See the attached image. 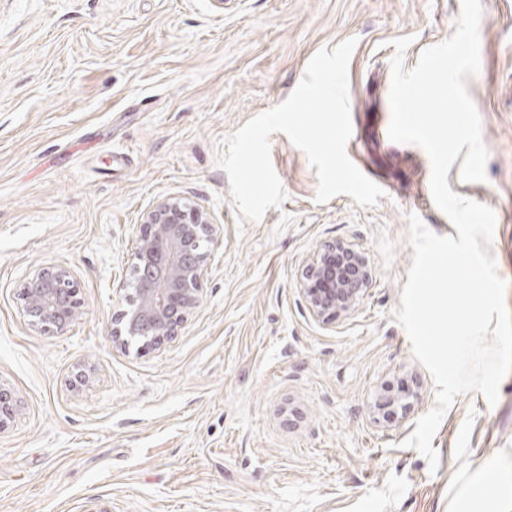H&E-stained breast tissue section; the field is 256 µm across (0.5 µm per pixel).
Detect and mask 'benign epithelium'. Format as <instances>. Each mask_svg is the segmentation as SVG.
<instances>
[{
	"label": "benign epithelium",
	"mask_w": 512,
	"mask_h": 512,
	"mask_svg": "<svg viewBox=\"0 0 512 512\" xmlns=\"http://www.w3.org/2000/svg\"><path fill=\"white\" fill-rule=\"evenodd\" d=\"M218 230L207 213L182 197L164 198L142 215L131 253V265L141 276L127 283L135 295L115 317V345L126 348L137 341L159 348L177 336L200 305ZM371 282L372 270L361 251L328 242L303 265L299 291L312 317L327 326L355 312ZM21 299L26 316L44 330L61 331L82 315L77 283L68 267L35 270L22 284ZM415 398L410 390L380 394L370 412L377 421H396ZM15 413L11 395L0 388V429Z\"/></svg>",
	"instance_id": "obj_1"
}]
</instances>
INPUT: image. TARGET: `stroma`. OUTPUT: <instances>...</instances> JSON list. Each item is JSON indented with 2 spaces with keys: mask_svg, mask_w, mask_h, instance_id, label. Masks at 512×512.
<instances>
[{
  "mask_svg": "<svg viewBox=\"0 0 512 512\" xmlns=\"http://www.w3.org/2000/svg\"><path fill=\"white\" fill-rule=\"evenodd\" d=\"M480 70L467 80L487 179L450 189L490 207L488 250L512 312V0H481ZM461 0H0V387L17 398L0 429V512H452L478 472L512 459V373L496 405L456 396L432 446L405 447L435 385L393 313L413 250L407 217L455 235L428 199L431 164L388 137L395 39L404 69L455 32ZM357 41L346 153L384 191L320 204L287 136L270 137L287 199L241 221L216 140L285 101L309 60ZM180 196L221 234L202 301L160 348L110 337L145 210ZM372 268L359 309L325 326L299 292L328 242ZM70 268L83 314L31 325L19 297L36 267ZM94 377L81 389L77 365ZM407 385V416L374 422L381 387Z\"/></svg>",
  "mask_w": 512,
  "mask_h": 512,
  "instance_id": "stroma-1",
  "label": "stroma"
}]
</instances>
